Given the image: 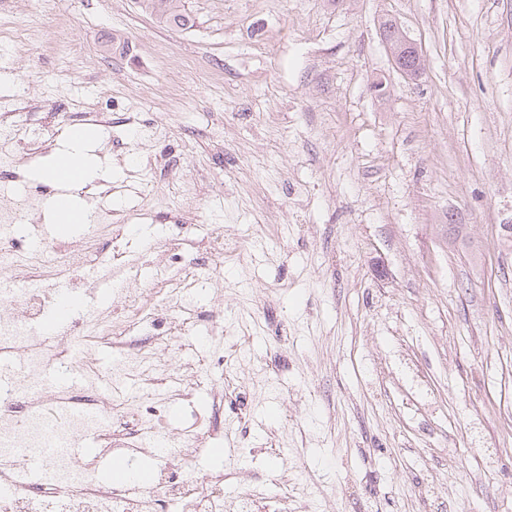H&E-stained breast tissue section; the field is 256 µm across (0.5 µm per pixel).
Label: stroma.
<instances>
[{"mask_svg": "<svg viewBox=\"0 0 512 512\" xmlns=\"http://www.w3.org/2000/svg\"><path fill=\"white\" fill-rule=\"evenodd\" d=\"M185 6L179 31L138 0H0V107L41 144L18 195L98 127L74 193L114 224L74 238L111 242L113 288L195 305L113 321L186 339L154 346L194 384L169 441L220 429L187 467L223 472L224 512H512V0ZM399 37L400 43H398L397 46L389 47V54L395 68L400 72L402 76L408 78V75H410L408 72L409 70L402 66L403 60L400 58L402 53L405 51L406 54H408V51H410L414 61L416 62V68L418 69H423L425 67V59L417 44L409 39L400 27Z\"/></svg>", "mask_w": 512, "mask_h": 512, "instance_id": "obj_1", "label": "stroma"}]
</instances>
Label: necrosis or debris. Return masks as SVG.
<instances>
[{"label":"necrosis or debris","mask_w":512,"mask_h":512,"mask_svg":"<svg viewBox=\"0 0 512 512\" xmlns=\"http://www.w3.org/2000/svg\"><path fill=\"white\" fill-rule=\"evenodd\" d=\"M23 214L18 202L0 201V265L29 282L0 298V358L19 359L22 369L15 380L0 383V480L17 487L0 498V512H224L223 475L201 478L186 470L182 446H170L173 465L147 489L103 482L91 464L72 457L70 443L88 433L111 441L123 421L115 390L127 369L102 373L87 347L109 345L120 355L128 345L113 340L107 316L79 319L55 340L39 329L58 302L55 282L90 264L111 267L112 254L89 255L79 241L17 238L13 230ZM62 359L84 375L81 386L60 389L47 379L48 368ZM47 447L53 450L49 488L25 475L29 458Z\"/></svg>","instance_id":"obj_1"}]
</instances>
